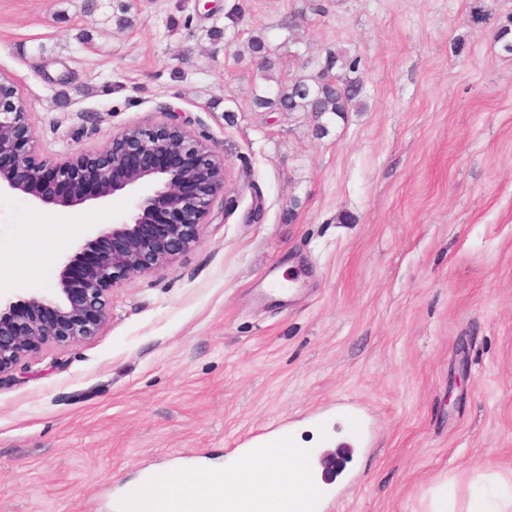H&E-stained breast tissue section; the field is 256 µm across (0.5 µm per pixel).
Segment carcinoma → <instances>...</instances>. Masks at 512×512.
Masks as SVG:
<instances>
[{"mask_svg": "<svg viewBox=\"0 0 512 512\" xmlns=\"http://www.w3.org/2000/svg\"><path fill=\"white\" fill-rule=\"evenodd\" d=\"M252 55L267 60L266 70L275 67L269 45L258 38L249 42ZM360 58L346 48L327 53L317 74L299 77L291 83L278 87L272 97L253 93L251 104L254 111L266 112H311L321 120L316 131L324 134L327 121L360 106L363 82L358 76Z\"/></svg>", "mask_w": 512, "mask_h": 512, "instance_id": "obj_1", "label": "carcinoma"}]
</instances>
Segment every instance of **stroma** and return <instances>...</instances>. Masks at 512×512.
<instances>
[{"instance_id": "1", "label": "stroma", "mask_w": 512, "mask_h": 512, "mask_svg": "<svg viewBox=\"0 0 512 512\" xmlns=\"http://www.w3.org/2000/svg\"><path fill=\"white\" fill-rule=\"evenodd\" d=\"M502 26L512 0H0V74L44 155L173 117L230 188L189 252L114 288L97 336L0 383V512H119L151 474L223 466L256 432L340 431L341 408L364 441L325 512H425L445 482L511 474ZM336 46L361 60L362 111L320 135L312 113L252 110ZM127 207L1 195L0 280L49 287Z\"/></svg>"}]
</instances>
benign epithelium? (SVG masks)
<instances>
[{
	"mask_svg": "<svg viewBox=\"0 0 512 512\" xmlns=\"http://www.w3.org/2000/svg\"><path fill=\"white\" fill-rule=\"evenodd\" d=\"M224 155L178 123L128 127L107 147L41 155L15 82L0 77V194L69 208L119 192L130 211L62 260L54 288L0 294V376L49 345H72L106 324L121 282L172 263L197 242L214 200L227 194ZM152 181V193L137 187Z\"/></svg>",
	"mask_w": 512,
	"mask_h": 512,
	"instance_id": "1",
	"label": "benign epithelium"
}]
</instances>
